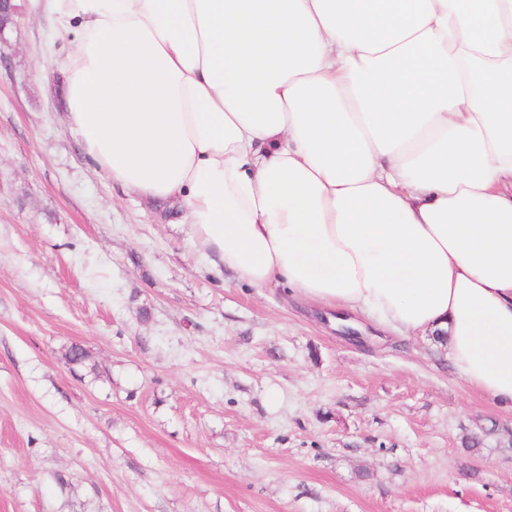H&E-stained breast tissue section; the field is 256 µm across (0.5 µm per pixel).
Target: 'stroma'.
<instances>
[{
  "mask_svg": "<svg viewBox=\"0 0 512 512\" xmlns=\"http://www.w3.org/2000/svg\"><path fill=\"white\" fill-rule=\"evenodd\" d=\"M18 5L0 45V512H512V409L429 337L214 274L177 212L85 157L44 77L72 42Z\"/></svg>",
  "mask_w": 512,
  "mask_h": 512,
  "instance_id": "stroma-1",
  "label": "stroma"
}]
</instances>
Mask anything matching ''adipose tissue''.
<instances>
[{"label":"adipose tissue","mask_w":512,"mask_h":512,"mask_svg":"<svg viewBox=\"0 0 512 512\" xmlns=\"http://www.w3.org/2000/svg\"><path fill=\"white\" fill-rule=\"evenodd\" d=\"M67 118L214 271L420 334L512 407V0H45Z\"/></svg>","instance_id":"ef3b65f1"}]
</instances>
